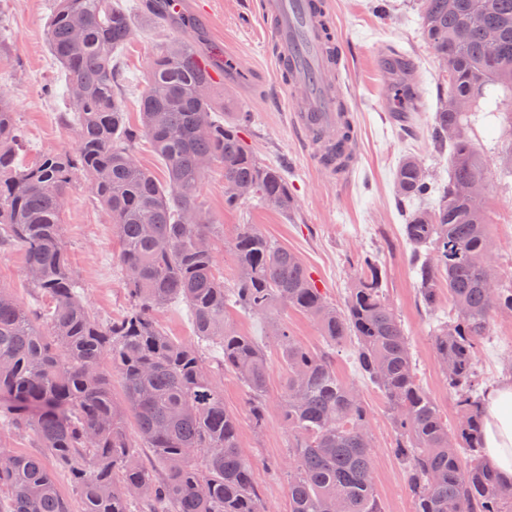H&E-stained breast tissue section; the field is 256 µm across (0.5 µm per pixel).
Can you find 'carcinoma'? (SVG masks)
Segmentation results:
<instances>
[{
  "label": "carcinoma",
  "instance_id": "carcinoma-1",
  "mask_svg": "<svg viewBox=\"0 0 512 512\" xmlns=\"http://www.w3.org/2000/svg\"><path fill=\"white\" fill-rule=\"evenodd\" d=\"M168 2L144 0V13L169 31V40L149 70L137 125L122 107L117 53L134 29L121 0H55L49 19L47 42L64 74L74 155L18 160L24 137L0 91V247L23 249L31 285L51 299L37 315L0 289V418L32 433L47 451L0 448L8 512H71L48 455L72 475L82 512H131L135 502L152 505L149 512H262L237 417L224 407L203 352L223 351L224 366L250 390L259 426L271 345L287 368L281 411L289 436V512H384L360 392L338 377L329 357L293 340L271 313L276 306L312 316L332 346L353 339L361 377L387 399L392 452L405 465L416 512H512V484L482 455L484 380L477 369L478 347L494 318L512 315V280L487 287L493 243L485 209L459 193L485 181L465 134L475 104L482 99L497 112L498 89L512 92V0H420L423 37L448 80L431 128L434 148L450 150L448 185L432 199L436 187L413 157L395 172L397 194L426 202L403 225L420 306L437 311L441 286L448 287L451 311L433 327L432 345L455 395L454 427L418 382L376 256H362L360 276L338 307L296 253L244 224L232 242L237 281L227 288L216 277L213 248L198 245L215 236L199 201L213 165L224 168L228 209L244 203L241 188L287 215L295 199L281 169L255 158L238 125L216 119V82L196 64L209 49L207 36ZM491 28L502 45L494 59L486 39ZM387 70L394 76L390 106L416 111L411 62L392 57ZM144 138L165 165L163 181L136 158ZM79 175L122 243L131 308L109 323L90 311L69 268L61 218ZM173 303L187 307L196 343L174 340L157 323L155 312ZM229 306L266 315L279 335L262 344L238 334L224 319ZM108 363L121 375L122 404L112 398ZM140 448L162 460L164 476L143 465Z\"/></svg>",
  "mask_w": 512,
  "mask_h": 512
}]
</instances>
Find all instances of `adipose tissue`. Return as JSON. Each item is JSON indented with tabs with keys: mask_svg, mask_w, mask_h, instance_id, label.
<instances>
[{
	"mask_svg": "<svg viewBox=\"0 0 512 512\" xmlns=\"http://www.w3.org/2000/svg\"><path fill=\"white\" fill-rule=\"evenodd\" d=\"M484 408V459L504 481L512 482V381L491 386Z\"/></svg>",
	"mask_w": 512,
	"mask_h": 512,
	"instance_id": "obj_1",
	"label": "adipose tissue"
}]
</instances>
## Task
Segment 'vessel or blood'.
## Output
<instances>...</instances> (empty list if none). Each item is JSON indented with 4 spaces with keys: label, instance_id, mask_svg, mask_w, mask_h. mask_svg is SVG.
<instances>
[{
    "label": "vessel or blood",
    "instance_id": "obj_1",
    "mask_svg": "<svg viewBox=\"0 0 512 512\" xmlns=\"http://www.w3.org/2000/svg\"><path fill=\"white\" fill-rule=\"evenodd\" d=\"M259 14L268 22V44L291 97L288 123L303 145L310 162L339 187H346L359 161L357 134L347 140L318 141L317 133L345 129L349 112L340 109L341 95L334 87V70L343 54L337 46L327 0H256Z\"/></svg>",
    "mask_w": 512,
    "mask_h": 512
}]
</instances>
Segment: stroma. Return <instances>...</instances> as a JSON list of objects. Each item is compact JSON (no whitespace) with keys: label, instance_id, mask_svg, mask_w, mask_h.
<instances>
[{"label":"stroma","instance_id":"stroma-1","mask_svg":"<svg viewBox=\"0 0 512 512\" xmlns=\"http://www.w3.org/2000/svg\"><path fill=\"white\" fill-rule=\"evenodd\" d=\"M138 2L124 0L133 12L134 32L119 51L128 82L123 105L132 124L138 121L139 98L150 66L166 40L165 30L139 11ZM184 2L189 14L203 20L212 45L239 70L238 77L224 83L222 119L230 124L239 113L251 114L242 138L260 162L281 168L296 203L288 216L256 201L225 208L224 171L213 166L200 197L216 226V275L228 287L237 278L231 243L243 224L256 225L264 236L295 252L328 301L338 306L359 276V257L376 255L386 272L387 298L409 338L419 383L449 423H456L455 397L443 379L431 341L436 319L447 317L448 309L440 307L431 317L418 305L411 248L402 227L420 202L399 198L394 186L395 171L409 156L420 160L438 185L448 183V157L438 153L431 140L432 117L445 75L423 39L418 0H328L333 30L349 59L348 68L341 72L342 90L360 136V162L350 186L344 189L311 164L288 125L286 103L291 91L275 72L267 47V25L252 0ZM53 7L54 0H0V13L8 19L5 39L0 42V87L7 90L25 134L23 159L27 162L75 147L71 132L61 122L66 110L64 76L46 41ZM391 50L414 61V79L421 92V107L408 133L385 106L388 80L382 56ZM466 134L485 166L492 263L512 277V175L500 162V147L512 132L501 118L491 115L470 125ZM63 225L70 270L80 282L84 301L101 320L122 316L130 301L118 263L121 242L109 216L89 199L83 180L72 186ZM0 288L30 309L40 311L50 305L46 296L31 287L20 247L0 248ZM222 357L217 350L206 354L205 360L215 368L226 409L238 418L241 446L258 472L262 512H288V432L280 407L286 369L278 355H271L267 410L258 427L249 414L248 388L232 370L219 367ZM511 359L512 316L502 315L494 319L478 350V369L486 384L503 380L504 365ZM333 364L343 382L360 388L368 408L375 488L385 512H415L405 468L392 453L395 433L384 395L364 383L350 342L337 347Z\"/></svg>","mask_w":512,"mask_h":512}]
</instances>
